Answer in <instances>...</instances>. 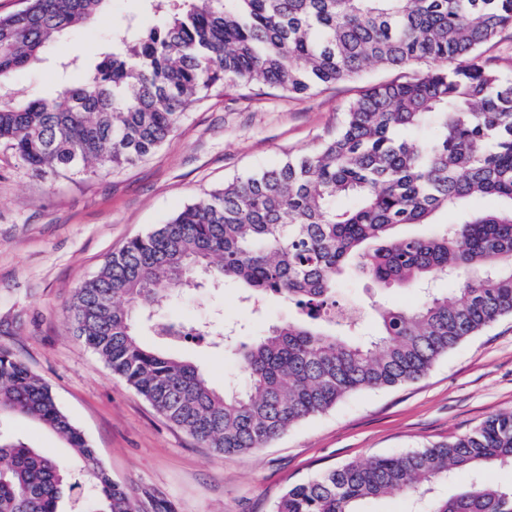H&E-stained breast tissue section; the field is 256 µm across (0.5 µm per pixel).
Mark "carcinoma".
<instances>
[{
    "label": "carcinoma",
    "instance_id": "obj_1",
    "mask_svg": "<svg viewBox=\"0 0 512 512\" xmlns=\"http://www.w3.org/2000/svg\"><path fill=\"white\" fill-rule=\"evenodd\" d=\"M111 0H24L0 16V144L43 179L132 166L199 101L227 85L306 95L370 67H417L362 88L309 153L237 177L128 240L75 291L74 334L169 423L219 454L263 448L359 391L423 377L448 351L512 315V73L483 57L512 27V0H146L160 23L126 22L79 86L20 101L9 81L59 35ZM433 131L429 138L418 133ZM475 197L495 202L474 212ZM458 219L428 235L441 211ZM361 273L383 287L436 279L409 306L374 308L378 329L356 341L366 313L337 319L338 283ZM228 280L253 310L276 296L298 316L235 347L238 381L214 388L194 363L143 344L175 292ZM168 344L224 328L156 322ZM55 432L92 487L87 512H138L49 385L0 350V419ZM0 512L81 508L79 484L25 439L0 431ZM512 466V411L446 442L349 462L286 490L273 512H362L367 499L429 496L457 470ZM429 512H512V487L469 484L431 497Z\"/></svg>",
    "mask_w": 512,
    "mask_h": 512
}]
</instances>
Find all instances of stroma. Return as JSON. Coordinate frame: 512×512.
<instances>
[{
	"mask_svg": "<svg viewBox=\"0 0 512 512\" xmlns=\"http://www.w3.org/2000/svg\"><path fill=\"white\" fill-rule=\"evenodd\" d=\"M130 19L151 23L155 17L146 0H112L99 21L51 43L18 73L11 90L26 101L74 85L98 62L113 23ZM400 76L373 67L304 97L225 89L187 112L153 154L121 170L43 180L0 146V349L48 383L141 512H155L159 504L164 512H272L289 486L352 461L448 440L492 413L512 411L509 316L460 343L417 381L350 394L265 448L218 455L171 426L73 333L76 288L129 239L226 180L311 151L362 87ZM217 313L225 328L242 329L248 338L289 316L273 299L251 311L230 281L174 296L159 316L193 322ZM173 352L200 366L215 387L238 375L233 352L190 340ZM0 428L86 482L80 462L52 431L12 419Z\"/></svg>",
	"mask_w": 512,
	"mask_h": 512,
	"instance_id": "obj_1",
	"label": "stroma"
}]
</instances>
